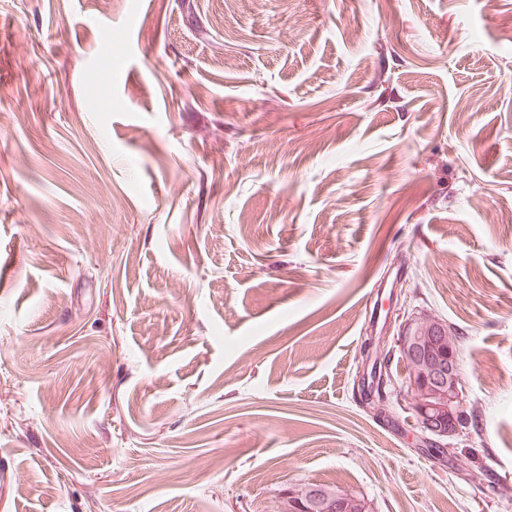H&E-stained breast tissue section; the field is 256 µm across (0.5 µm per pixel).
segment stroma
Wrapping results in <instances>:
<instances>
[{"label": "stroma", "mask_w": 512, "mask_h": 512, "mask_svg": "<svg viewBox=\"0 0 512 512\" xmlns=\"http://www.w3.org/2000/svg\"><path fill=\"white\" fill-rule=\"evenodd\" d=\"M457 329L466 481L352 398ZM512 512V0H0V512ZM301 490L312 488L309 494L315 495L308 501L306 512H368V501L362 494L348 493L337 486L328 484L306 483L298 485ZM336 493H339L341 500L346 505L342 509H336ZM365 509V511L363 510Z\"/></svg>", "instance_id": "35a3bbf8"}]
</instances>
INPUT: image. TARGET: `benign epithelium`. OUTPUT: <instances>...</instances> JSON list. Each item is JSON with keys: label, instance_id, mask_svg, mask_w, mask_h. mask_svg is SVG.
I'll list each match as a JSON object with an SVG mask.
<instances>
[{"label": "benign epithelium", "instance_id": "benign-epithelium-1", "mask_svg": "<svg viewBox=\"0 0 512 512\" xmlns=\"http://www.w3.org/2000/svg\"><path fill=\"white\" fill-rule=\"evenodd\" d=\"M446 332L447 325L442 321L431 323L427 329L415 330L408 325L392 337V344L405 356L415 359L422 351L443 341ZM457 370L456 358L434 353L430 360L421 362L420 377H413L404 385L408 397H418L419 425L414 443L420 448L425 444L437 445L440 439L457 433V428L446 425L463 406Z\"/></svg>", "mask_w": 512, "mask_h": 512}]
</instances>
